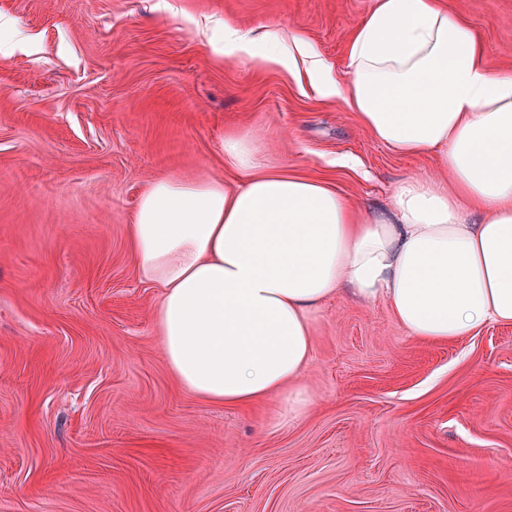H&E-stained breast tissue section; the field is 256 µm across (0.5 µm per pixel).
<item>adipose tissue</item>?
<instances>
[{
    "label": "adipose tissue",
    "mask_w": 512,
    "mask_h": 512,
    "mask_svg": "<svg viewBox=\"0 0 512 512\" xmlns=\"http://www.w3.org/2000/svg\"><path fill=\"white\" fill-rule=\"evenodd\" d=\"M224 26L226 52L284 63L342 102L395 153H439L447 180L408 176L389 207L356 208L329 184L265 170L246 138L224 140L245 179L155 180L128 226L140 275L158 288L169 371L188 391L244 408L297 385L328 298L384 301L417 340L512 324V73L491 70L475 29L442 0H376L332 77L301 33Z\"/></svg>",
    "instance_id": "obj_1"
}]
</instances>
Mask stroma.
I'll return each instance as SVG.
<instances>
[{
    "instance_id": "obj_1",
    "label": "stroma",
    "mask_w": 512,
    "mask_h": 512,
    "mask_svg": "<svg viewBox=\"0 0 512 512\" xmlns=\"http://www.w3.org/2000/svg\"><path fill=\"white\" fill-rule=\"evenodd\" d=\"M512 71V0H445ZM374 0H0V512H512V325L415 340L384 301L313 319L301 383L249 408L167 368L127 226L163 177L268 168L388 206L439 154L399 156L224 26L296 30L344 73Z\"/></svg>"
}]
</instances>
